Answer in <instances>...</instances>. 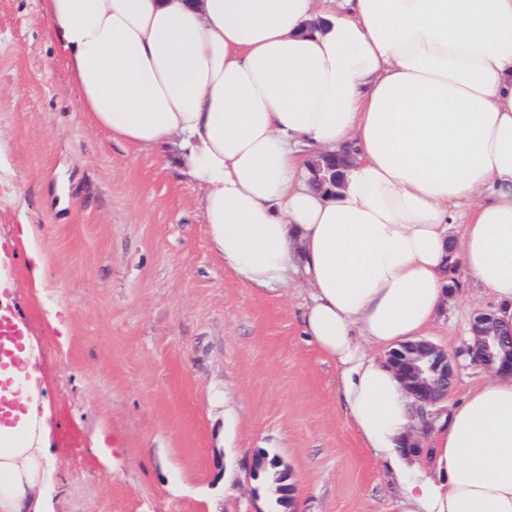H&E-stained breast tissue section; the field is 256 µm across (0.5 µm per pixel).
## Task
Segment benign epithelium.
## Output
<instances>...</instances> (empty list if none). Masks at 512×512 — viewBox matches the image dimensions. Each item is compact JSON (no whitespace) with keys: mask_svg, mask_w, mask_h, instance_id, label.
<instances>
[{"mask_svg":"<svg viewBox=\"0 0 512 512\" xmlns=\"http://www.w3.org/2000/svg\"><path fill=\"white\" fill-rule=\"evenodd\" d=\"M473 343L465 353L472 362L493 372L512 374V336L501 335L490 313H479L471 323ZM389 362L414 399L420 430L429 428L426 407L448 398L456 383L457 359L430 340L410 342L389 353Z\"/></svg>","mask_w":512,"mask_h":512,"instance_id":"benign-epithelium-1","label":"benign epithelium"}]
</instances>
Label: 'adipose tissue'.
<instances>
[{"label":"adipose tissue","instance_id":"adipose-tissue-1","mask_svg":"<svg viewBox=\"0 0 512 512\" xmlns=\"http://www.w3.org/2000/svg\"><path fill=\"white\" fill-rule=\"evenodd\" d=\"M79 109L175 143L213 250L250 288L299 277L305 332L400 512H512V376L401 444L411 400L376 348L428 335L465 268L512 331V0H44ZM350 151L335 193L309 154ZM29 349L0 379V512H49Z\"/></svg>","mask_w":512,"mask_h":512}]
</instances>
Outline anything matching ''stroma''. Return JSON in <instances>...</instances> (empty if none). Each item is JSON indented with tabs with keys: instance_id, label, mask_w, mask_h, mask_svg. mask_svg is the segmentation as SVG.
<instances>
[{
	"instance_id": "stroma-1",
	"label": "stroma",
	"mask_w": 512,
	"mask_h": 512,
	"mask_svg": "<svg viewBox=\"0 0 512 512\" xmlns=\"http://www.w3.org/2000/svg\"><path fill=\"white\" fill-rule=\"evenodd\" d=\"M77 99L43 0H0V245L7 310L35 342L54 512H271L252 474L264 451L296 486L292 512H397L338 368L303 333L306 285L246 287L212 251L174 148L112 140ZM22 222L48 249L40 285ZM457 278L432 331L452 356L495 307Z\"/></svg>"
}]
</instances>
